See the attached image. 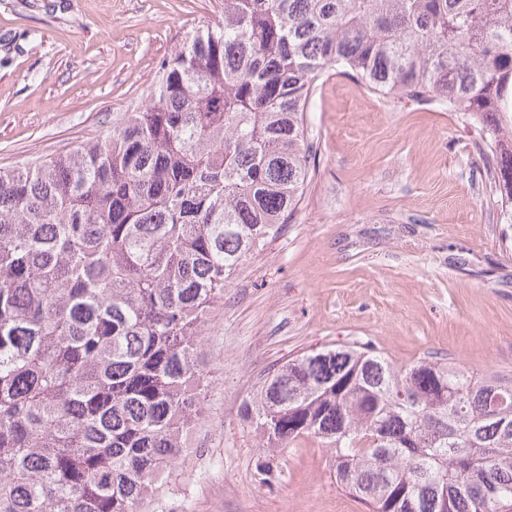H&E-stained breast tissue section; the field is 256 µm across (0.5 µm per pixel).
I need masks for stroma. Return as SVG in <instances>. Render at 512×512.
Instances as JSON below:
<instances>
[{
	"instance_id": "1",
	"label": "stroma",
	"mask_w": 512,
	"mask_h": 512,
	"mask_svg": "<svg viewBox=\"0 0 512 512\" xmlns=\"http://www.w3.org/2000/svg\"><path fill=\"white\" fill-rule=\"evenodd\" d=\"M223 17L222 0H0V168L101 137ZM307 123L312 180L208 309L191 454L145 512H367L313 437L278 451V482L260 481L241 405L302 352L367 341L397 366L430 357L512 381V224L463 113L330 71Z\"/></svg>"
}]
</instances>
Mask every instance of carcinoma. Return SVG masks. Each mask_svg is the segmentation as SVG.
<instances>
[{
    "label": "carcinoma",
    "mask_w": 512,
    "mask_h": 512,
    "mask_svg": "<svg viewBox=\"0 0 512 512\" xmlns=\"http://www.w3.org/2000/svg\"><path fill=\"white\" fill-rule=\"evenodd\" d=\"M334 68L463 113L512 224V0H224L101 139L0 170V512H144L190 452L203 315L308 186ZM241 418L265 483L311 436L368 512L512 509V381L354 341L288 360Z\"/></svg>",
    "instance_id": "carcinoma-1"
}]
</instances>
